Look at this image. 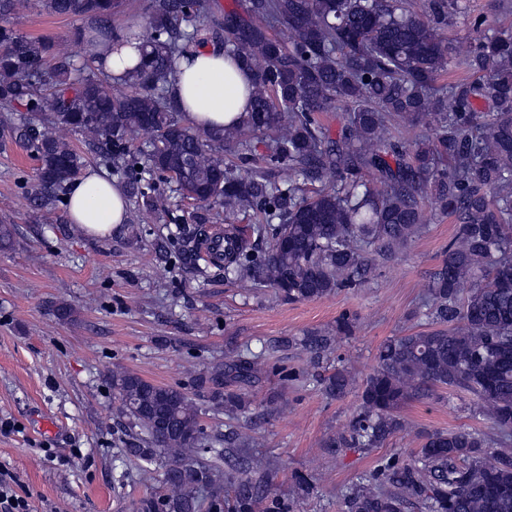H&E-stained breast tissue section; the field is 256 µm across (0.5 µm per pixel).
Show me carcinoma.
Instances as JSON below:
<instances>
[{"label": "carcinoma", "instance_id": "cac0c4a2", "mask_svg": "<svg viewBox=\"0 0 512 512\" xmlns=\"http://www.w3.org/2000/svg\"><path fill=\"white\" fill-rule=\"evenodd\" d=\"M27 0H0V112L25 107L11 136L39 163L28 191L35 210L64 203L81 156L68 135L122 170L135 212L171 217L165 187L205 208L194 227L160 245L164 262L194 269L202 252L244 288L271 287L290 302L359 288L373 261L401 251L426 223L425 202L457 230L433 273L427 306L444 328L386 340L364 380L348 441L377 448L402 427L398 410L431 387L472 397L500 434L435 431L417 457L394 462L383 481L346 499L347 512H512V34L492 32L462 60L469 80L440 83L452 62L442 30L461 0H428L421 15L403 0H246L212 13L211 0H148L141 65L119 78L103 58L79 60L8 18ZM60 16L90 22L94 38L118 42L120 0H43ZM221 40L252 71L250 111L239 126L199 129L178 117L169 87L180 60ZM345 107L331 134L321 119ZM433 122L407 145L395 130ZM150 136L139 146L142 135ZM268 135L258 156L250 136ZM218 208L230 224L217 252L206 224ZM469 284L466 296L461 286ZM261 372L233 357L201 383L229 410ZM319 380L336 397L342 371ZM120 413L139 429L136 457L147 482L159 460L170 493L137 512H255L249 482L225 476L194 400L181 389L128 372L110 375Z\"/></svg>", "mask_w": 512, "mask_h": 512}]
</instances>
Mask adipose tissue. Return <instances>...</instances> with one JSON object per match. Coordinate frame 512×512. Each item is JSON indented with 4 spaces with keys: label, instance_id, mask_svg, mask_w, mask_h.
Masks as SVG:
<instances>
[{
    "label": "adipose tissue",
    "instance_id": "obj_1",
    "mask_svg": "<svg viewBox=\"0 0 512 512\" xmlns=\"http://www.w3.org/2000/svg\"><path fill=\"white\" fill-rule=\"evenodd\" d=\"M251 72L223 47L201 45L192 64L182 65L170 93L184 119L197 127L242 123L249 110ZM70 223L91 235H107L127 220L123 189L103 171L88 169L69 186Z\"/></svg>",
    "mask_w": 512,
    "mask_h": 512
}]
</instances>
